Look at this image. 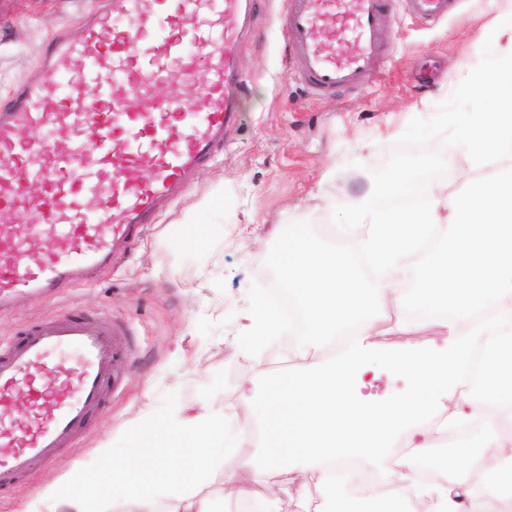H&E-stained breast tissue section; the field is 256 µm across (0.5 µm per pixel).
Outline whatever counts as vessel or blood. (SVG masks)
<instances>
[{"mask_svg": "<svg viewBox=\"0 0 512 512\" xmlns=\"http://www.w3.org/2000/svg\"><path fill=\"white\" fill-rule=\"evenodd\" d=\"M437 20L450 0H404ZM391 0H284L292 75L323 96L361 86ZM255 0H103L79 38L44 43L0 99V314L94 280L146 232L236 119ZM199 80L184 105L166 88ZM96 97H86L83 83ZM31 219L22 224L20 212ZM127 330L65 312L0 343V497L52 463L120 385Z\"/></svg>", "mask_w": 512, "mask_h": 512, "instance_id": "b4317fda", "label": "vessel or blood"}]
</instances>
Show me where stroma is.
<instances>
[{"label": "stroma", "instance_id": "1", "mask_svg": "<svg viewBox=\"0 0 512 512\" xmlns=\"http://www.w3.org/2000/svg\"><path fill=\"white\" fill-rule=\"evenodd\" d=\"M82 6V0H61L48 10L36 0H0V16L9 22L0 29V97L28 75L57 27L80 34ZM497 12L488 0H454L447 18L427 24L397 0L393 22L380 32L384 52L366 84L315 99L289 74L281 0H261L240 52L247 87L223 149L114 271L55 298L32 297L13 315L0 316V341L19 323L69 310L110 318L129 333L120 387L107 390L104 408L50 467L0 499V512H51L41 491L71 470L90 480L84 490L90 512H126L124 496L97 480L101 444L122 462L133 446L131 426L174 399L222 409L227 434H239L233 410L242 380H255L263 399L272 380L296 371L297 352L315 360L323 355L309 336L284 324L257 348L235 342L242 314L269 295L266 277L279 272L275 258L287 256L277 228L308 225L326 248L354 262L363 250L345 231L341 204L363 192L369 178L407 168L449 180L465 167L459 130L443 125L440 113L473 111L474 100L457 92L474 68L492 65L481 42ZM205 199L210 207L199 209ZM187 223L202 227L193 251L180 249L173 235ZM262 455L260 443L244 441L223 458L205 489L216 512L236 498L225 473ZM261 477L276 492L275 512H327L318 474L308 475L301 497L286 491L278 469L262 468Z\"/></svg>", "mask_w": 512, "mask_h": 512}]
</instances>
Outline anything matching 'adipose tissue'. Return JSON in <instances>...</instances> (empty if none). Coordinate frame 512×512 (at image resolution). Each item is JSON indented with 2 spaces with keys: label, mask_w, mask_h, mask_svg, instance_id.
<instances>
[{
  "label": "adipose tissue",
  "mask_w": 512,
  "mask_h": 512,
  "mask_svg": "<svg viewBox=\"0 0 512 512\" xmlns=\"http://www.w3.org/2000/svg\"><path fill=\"white\" fill-rule=\"evenodd\" d=\"M487 43L496 62L473 75L474 95L483 105L460 123L459 145L469 162L460 177L472 182V190L457 192L440 178L420 182L404 169L386 185H370L347 201L349 230L379 273L374 286H366L351 261L330 252L303 225L288 228L282 286L302 307L308 335L321 345L346 326L354 328L338 354L316 362L300 353L297 371L273 385L265 403L254 399L252 382L239 386L242 419L265 422V464L286 468L296 487H303L304 472L314 471L322 490L333 488L328 465L346 454L388 467L399 490L430 512H512V470L499 483L481 484L468 462L452 460L443 474L421 480L411 457L391 453L397 438L417 454L435 447L443 427L476 421L500 456L512 460V347L483 360L489 382L484 400H473L459 385L477 352L512 340V177L485 169L493 156L512 169V16L493 26ZM413 184L422 206L383 208V198ZM436 231L446 249L426 266L417 247ZM412 280L425 311L418 323L432 338L399 350L374 346L372 337L408 327ZM457 313L469 316L467 328L455 327ZM276 326L275 313L257 304L243 315L236 343L256 345ZM382 376L403 381L404 389L382 397L365 394ZM133 432L137 446L123 464H111L108 446L99 450L102 474L124 495L129 512H156L160 494L167 497L166 512H215L201 489L217 467L213 443L224 432L223 413L174 405L152 412ZM294 455L301 456V465L290 464Z\"/></svg>",
  "instance_id": "1"
}]
</instances>
